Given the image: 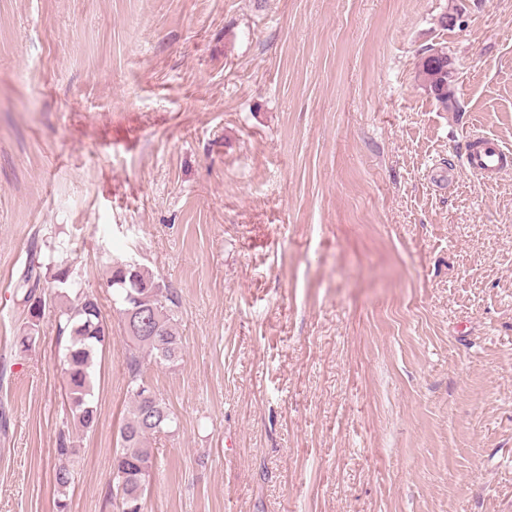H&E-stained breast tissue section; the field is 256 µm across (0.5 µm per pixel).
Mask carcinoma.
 Here are the masks:
<instances>
[{"instance_id": "1", "label": "carcinoma", "mask_w": 512, "mask_h": 512, "mask_svg": "<svg viewBox=\"0 0 512 512\" xmlns=\"http://www.w3.org/2000/svg\"><path fill=\"white\" fill-rule=\"evenodd\" d=\"M419 76L435 100L448 107V50L444 47L427 50V55L419 63ZM35 268V261H30L16 292L20 296L18 302L27 308V326L19 336V345L25 351L39 340L40 319L46 307L44 293L35 289L40 282ZM46 272L56 288L55 298L67 299V303L59 306L57 336L58 340L65 342L66 419L85 431H91L98 422L97 406L92 400L91 369L96 354L109 345L111 330L97 298L78 286L71 268L48 266ZM108 287L115 293L123 329L129 327L128 310L131 308L138 309L145 320L143 332L128 337V393L133 409L120 429V452L113 463V468L122 475V479L116 482L121 512H142L146 477L154 466L146 440L172 423V414L164 399L144 382L142 365L147 357L156 362H173L180 356L181 343L173 310L176 301L166 286L139 265L126 271L112 269ZM71 293L75 294L72 299L69 298ZM76 455L73 438L60 432L55 448L54 480L61 496L74 480Z\"/></svg>"}]
</instances>
